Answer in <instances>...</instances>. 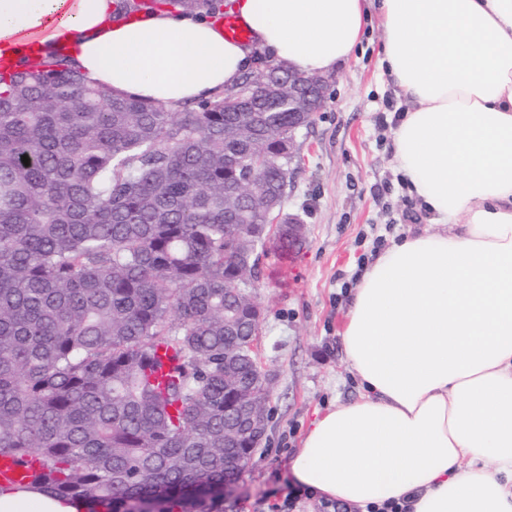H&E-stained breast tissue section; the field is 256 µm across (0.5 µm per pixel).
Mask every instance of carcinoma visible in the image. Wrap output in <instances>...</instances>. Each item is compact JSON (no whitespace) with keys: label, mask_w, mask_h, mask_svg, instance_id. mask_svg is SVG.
Wrapping results in <instances>:
<instances>
[{"label":"carcinoma","mask_w":512,"mask_h":512,"mask_svg":"<svg viewBox=\"0 0 512 512\" xmlns=\"http://www.w3.org/2000/svg\"><path fill=\"white\" fill-rule=\"evenodd\" d=\"M116 6L224 14V0ZM264 70L243 103L176 110L86 85L61 53L0 73V456L38 463L25 488L224 512V479L260 442L224 445L257 379L241 287L282 216L288 123L313 124L288 112V66ZM226 211L253 229L230 233Z\"/></svg>","instance_id":"carcinoma-1"}]
</instances>
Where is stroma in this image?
I'll list each match as a JSON object with an SVG mask.
<instances>
[{
	"label": "stroma",
	"mask_w": 512,
	"mask_h": 512,
	"mask_svg": "<svg viewBox=\"0 0 512 512\" xmlns=\"http://www.w3.org/2000/svg\"><path fill=\"white\" fill-rule=\"evenodd\" d=\"M368 11L362 42L334 72L325 107L297 135L300 160L284 209L305 224V242L286 255L268 248L260 260L253 294L271 377L269 426L224 512H357L299 487L290 460L316 412L359 393L341 339L359 272L375 252L426 226L393 167L396 117L411 104L379 66L383 29L376 6Z\"/></svg>",
	"instance_id": "35a3bbf8"
}]
</instances>
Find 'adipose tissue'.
I'll return each mask as SVG.
<instances>
[{
	"instance_id": "adipose-tissue-1",
	"label": "adipose tissue",
	"mask_w": 512,
	"mask_h": 512,
	"mask_svg": "<svg viewBox=\"0 0 512 512\" xmlns=\"http://www.w3.org/2000/svg\"><path fill=\"white\" fill-rule=\"evenodd\" d=\"M270 61L329 74L350 58L367 0H232ZM115 0H0V50L175 106L222 95L248 48L167 11ZM382 61L414 102L395 167L429 217L363 267L341 333L361 392L311 423L291 460L308 491L406 512H512V0H378ZM0 493V512H105Z\"/></svg>"
}]
</instances>
